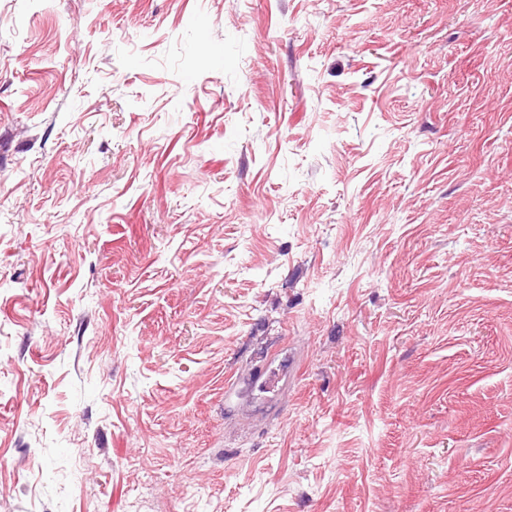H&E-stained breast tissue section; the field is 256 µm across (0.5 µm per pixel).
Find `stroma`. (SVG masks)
<instances>
[{"label":"stroma","mask_w":512,"mask_h":512,"mask_svg":"<svg viewBox=\"0 0 512 512\" xmlns=\"http://www.w3.org/2000/svg\"><path fill=\"white\" fill-rule=\"evenodd\" d=\"M0 512H512V0H0ZM255 384L261 392L272 393L278 392L283 384L280 383L283 380V375L278 369L266 366L257 371L254 375Z\"/></svg>","instance_id":"1"}]
</instances>
